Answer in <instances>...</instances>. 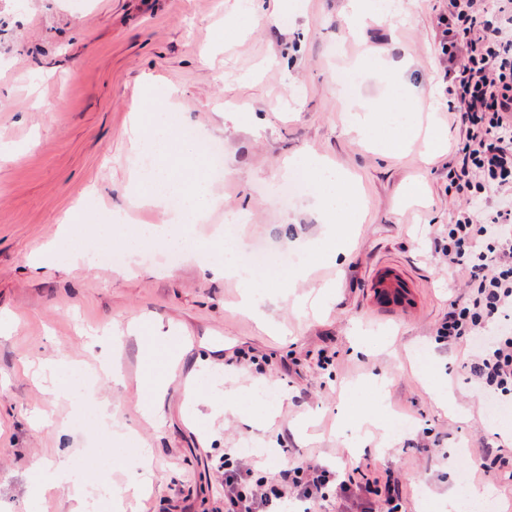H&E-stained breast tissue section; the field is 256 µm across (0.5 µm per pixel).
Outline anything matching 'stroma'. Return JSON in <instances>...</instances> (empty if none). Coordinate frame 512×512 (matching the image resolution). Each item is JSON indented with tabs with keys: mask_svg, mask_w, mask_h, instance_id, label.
<instances>
[{
	"mask_svg": "<svg viewBox=\"0 0 512 512\" xmlns=\"http://www.w3.org/2000/svg\"><path fill=\"white\" fill-rule=\"evenodd\" d=\"M73 2L0 0V512H71L68 488L40 504L29 496L62 452L81 461L89 483L104 470L123 481L149 469L152 492L132 512H224L220 459L247 444L271 478L287 459L328 466L339 481L368 465V478L402 483V512H436L448 492L474 490L493 512H512V480L492 484L476 469L503 427L465 381L464 348L434 340L453 292L434 241L456 205L448 161L461 137L447 107L439 0H413L408 18L356 36L345 23L349 0H291L288 13L278 0ZM361 58L369 80L343 86L344 67ZM403 59V81L448 138L432 157L420 141L380 154L343 125L346 109L389 98L383 73ZM166 100L178 132L224 146L226 176L212 185L220 203L196 224L198 236L223 233L225 214L237 211L238 249L312 248L326 225L313 194L282 204L285 162L318 156L358 179L365 217L353 242L298 288L334 282L319 310L274 295L263 318L238 313L235 281L204 273L186 251L171 267L153 260L162 243L124 268L72 259L63 219L84 194L100 215L123 209L144 224L166 222L163 210L134 202L129 138ZM237 108L255 123H225ZM415 183L422 193L412 197ZM386 273L404 282L408 303L379 301ZM131 323L184 346L153 424L136 408V342L105 355L84 346L85 336ZM105 358L125 381L100 370ZM58 359L91 373L87 394L58 393L25 371ZM376 378L387 382L384 399L353 391ZM215 379L225 389L274 387L276 419L259 430L186 397L187 382ZM439 380L456 410L436 402ZM104 400L122 409V429L74 428ZM364 404L409 424L388 454L353 446L358 429L347 418Z\"/></svg>",
	"mask_w": 512,
	"mask_h": 512,
	"instance_id": "stroma-1",
	"label": "stroma"
}]
</instances>
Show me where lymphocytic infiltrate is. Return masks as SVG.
Wrapping results in <instances>:
<instances>
[{"label":"lymphocytic infiltrate","instance_id":"1","mask_svg":"<svg viewBox=\"0 0 512 512\" xmlns=\"http://www.w3.org/2000/svg\"><path fill=\"white\" fill-rule=\"evenodd\" d=\"M437 27L448 58V109L463 131L448 163L458 204L439 253L466 281L435 339L468 347L469 386L486 404L512 407V0H448ZM221 468L224 512L308 501L330 482L322 466H291L270 487L251 456L234 448L225 449Z\"/></svg>","mask_w":512,"mask_h":512}]
</instances>
